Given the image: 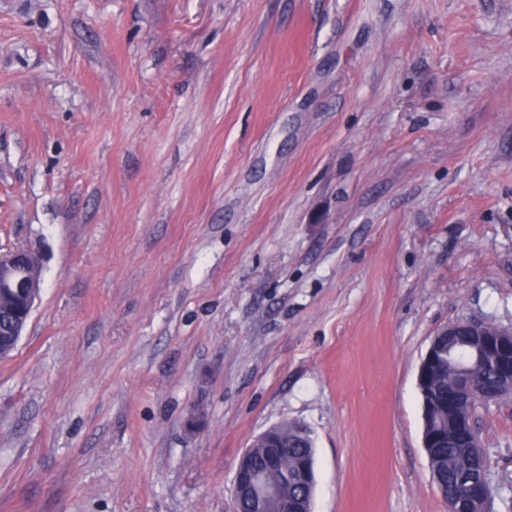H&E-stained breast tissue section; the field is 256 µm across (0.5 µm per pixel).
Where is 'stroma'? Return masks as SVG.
I'll use <instances>...</instances> for the list:
<instances>
[{"label":"stroma","mask_w":512,"mask_h":512,"mask_svg":"<svg viewBox=\"0 0 512 512\" xmlns=\"http://www.w3.org/2000/svg\"><path fill=\"white\" fill-rule=\"evenodd\" d=\"M0 512H234L305 425L312 512H448L418 366L512 327V0H0ZM512 512V405L477 412ZM40 259L32 250L18 247L0 255V295H9L31 313L40 295ZM278 425L272 426L262 432L252 443V447L255 443H258L263 448H274L278 454L279 465L276 470L272 473L267 474V478L271 481L278 482L279 476L284 475L288 472V492L296 498L302 499L304 507L311 512V489L303 484L295 482L292 477L298 472V468L304 459L314 457L313 447H311L310 441H306L299 427L294 422H285L279 424V440L280 448L273 447L276 444V432ZM263 448H253V453L256 458L257 464H263L267 457L263 454ZM252 451L251 448H246L241 454L236 472H235V493L236 501L239 495V491H246L254 487L257 483L255 471L252 463Z\"/></svg>","instance_id":"obj_1"}]
</instances>
